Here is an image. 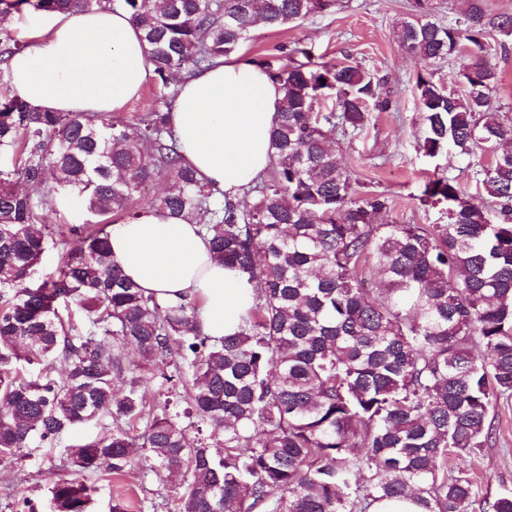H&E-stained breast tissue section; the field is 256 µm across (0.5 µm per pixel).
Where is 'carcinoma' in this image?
Segmentation results:
<instances>
[{"instance_id": "obj_1", "label": "carcinoma", "mask_w": 512, "mask_h": 512, "mask_svg": "<svg viewBox=\"0 0 512 512\" xmlns=\"http://www.w3.org/2000/svg\"><path fill=\"white\" fill-rule=\"evenodd\" d=\"M335 0H0V15L124 8L148 45L160 95L129 124L42 112L0 99V457L24 458L105 418L134 421L151 382L172 392L192 373L185 417L156 403L143 433L117 426L70 446L50 482L52 512H90L88 476L140 464L175 476L178 512H369L414 496L421 512H512L490 502L456 462L489 445V412L512 397V149L493 153L478 184L490 211L454 181L425 183L421 201L448 204L446 224H383L389 197L362 192L333 144L386 110L381 80L358 63L260 61L280 85L275 162L240 208L181 162L169 125L176 76L236 52L254 24L285 27ZM512 36V15L473 4L465 29L423 17L398 38L426 60L456 55L467 93L419 74L423 150L469 155L512 143L492 103L498 71L486 33ZM50 184L35 198L17 189ZM150 208L194 216L224 265L256 282L239 330L205 335L194 301L146 297L112 262L110 222L149 183ZM73 196L94 223L42 229L52 195ZM63 252L38 281L49 247ZM182 366L167 372L173 350ZM128 352L138 375L118 396L113 370Z\"/></svg>"}]
</instances>
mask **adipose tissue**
<instances>
[{
	"mask_svg": "<svg viewBox=\"0 0 512 512\" xmlns=\"http://www.w3.org/2000/svg\"><path fill=\"white\" fill-rule=\"evenodd\" d=\"M28 45L9 61L14 88L33 108L105 115L138 96L152 76L147 46L128 13L109 7L33 17ZM283 93L244 53L181 77L170 122L182 161L200 182L242 202L268 174ZM114 262L145 295L199 304L209 336L238 331L257 290L225 267L196 220L147 209L113 225Z\"/></svg>",
	"mask_w": 512,
	"mask_h": 512,
	"instance_id": "adipose-tissue-1",
	"label": "adipose tissue"
}]
</instances>
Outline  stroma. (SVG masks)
Listing matches in <instances>:
<instances>
[{
	"label": "stroma",
	"mask_w": 512,
	"mask_h": 512,
	"mask_svg": "<svg viewBox=\"0 0 512 512\" xmlns=\"http://www.w3.org/2000/svg\"><path fill=\"white\" fill-rule=\"evenodd\" d=\"M413 5L414 0H338L335 7L284 28L254 27L242 50L253 61L269 59L283 65L288 61L283 46L308 47L325 62L353 61L381 78L389 109L371 112L362 134L339 141L337 157L354 173L361 190L389 197L391 207L383 214V222L444 224L448 208L421 201L424 183L445 176L477 195V173L491 156L482 151L470 156H425L424 125L415 96L417 75L433 73L457 95L463 94L464 87L456 77L457 59L427 61L401 46L398 25L410 19ZM485 40L492 47L489 61L499 73L493 104L504 120L512 121V37L490 32ZM491 419L490 446L461 461L460 467L492 498L512 492V399L500 401ZM100 431L96 424L79 426L60 436L47 454L21 461L0 459V512H22L27 504L36 512H50L47 471L66 472V448ZM91 480L98 488L91 512H109L116 496L127 501L129 512H176L167 484L144 467L120 476L104 468Z\"/></svg>",
	"instance_id": "stroma-1"
}]
</instances>
